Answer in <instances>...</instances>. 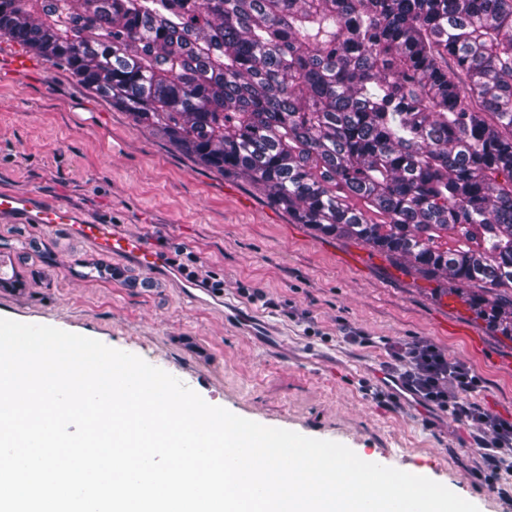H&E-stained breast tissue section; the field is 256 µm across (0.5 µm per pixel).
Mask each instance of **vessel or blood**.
Listing matches in <instances>:
<instances>
[{
    "label": "vessel or blood",
    "instance_id": "1",
    "mask_svg": "<svg viewBox=\"0 0 512 512\" xmlns=\"http://www.w3.org/2000/svg\"><path fill=\"white\" fill-rule=\"evenodd\" d=\"M9 216L29 224L51 228L60 224L100 251L118 257L150 274H162L179 287L190 288L172 258L147 244L139 236L115 225L86 218L78 212L53 204L41 195L0 190V217Z\"/></svg>",
    "mask_w": 512,
    "mask_h": 512
}]
</instances>
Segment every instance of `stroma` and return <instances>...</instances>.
<instances>
[{"mask_svg": "<svg viewBox=\"0 0 512 512\" xmlns=\"http://www.w3.org/2000/svg\"><path fill=\"white\" fill-rule=\"evenodd\" d=\"M29 63L0 76V188L40 193L197 258L195 297L95 249L67 227L0 219V317L53 326L137 355L207 403L268 427L332 440L512 512L481 475L471 430L394 391L380 348L357 334L427 341L473 367L475 400L512 419V326L478 316L477 289L407 273L354 240L295 223L251 182L206 168L68 70L0 40ZM477 331L478 344L467 333Z\"/></svg>", "mask_w": 512, "mask_h": 512, "instance_id": "1", "label": "stroma"}]
</instances>
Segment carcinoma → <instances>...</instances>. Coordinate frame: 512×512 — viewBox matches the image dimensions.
Returning <instances> with one entry per match:
<instances>
[{
	"label": "carcinoma",
	"mask_w": 512,
	"mask_h": 512,
	"mask_svg": "<svg viewBox=\"0 0 512 512\" xmlns=\"http://www.w3.org/2000/svg\"><path fill=\"white\" fill-rule=\"evenodd\" d=\"M0 37L512 322V0H0Z\"/></svg>",
	"instance_id": "carcinoma-1"
}]
</instances>
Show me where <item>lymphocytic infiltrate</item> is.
Segmentation results:
<instances>
[{
  "label": "lymphocytic infiltrate",
  "mask_w": 512,
  "mask_h": 512,
  "mask_svg": "<svg viewBox=\"0 0 512 512\" xmlns=\"http://www.w3.org/2000/svg\"><path fill=\"white\" fill-rule=\"evenodd\" d=\"M381 344L408 391L439 407L456 425L472 429L486 479L512 472V421L488 414L474 401L481 380L470 366L448 360L430 344L388 338Z\"/></svg>",
  "instance_id": "lymphocytic-infiltrate-1"
}]
</instances>
